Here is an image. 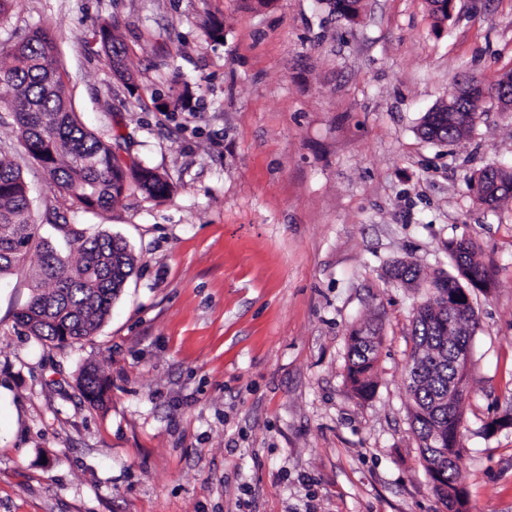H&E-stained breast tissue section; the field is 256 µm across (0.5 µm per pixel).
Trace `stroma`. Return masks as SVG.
<instances>
[{
    "label": "stroma",
    "mask_w": 512,
    "mask_h": 512,
    "mask_svg": "<svg viewBox=\"0 0 512 512\" xmlns=\"http://www.w3.org/2000/svg\"><path fill=\"white\" fill-rule=\"evenodd\" d=\"M115 23L129 93L94 30ZM221 34H213L212 24ZM53 33L81 123L125 136L172 187L88 211L63 198L0 113L42 235L122 237L132 276L100 329L56 348L17 325L28 270L0 278V512H443L411 425L405 372L426 289L386 271L453 272L476 245L459 483L469 512H512V199L473 185L512 164V111L486 98L471 135L422 139L457 79L512 72V0H14L0 55ZM188 84L183 108L174 82ZM376 325L373 398L347 381L348 336ZM106 395L89 405L87 364ZM448 256L457 272L456 275L440 272L431 281H425L421 276L420 266L408 260L394 262L387 273L391 279L400 282L406 288L431 289L432 285H439L441 288L438 289H443L449 298L461 291V288L467 291L470 288H488L489 272L478 260L472 241L466 238L449 240ZM78 386L83 397L92 405L103 402L105 388L96 365L85 367L80 374Z\"/></svg>",
    "instance_id": "obj_1"
}]
</instances>
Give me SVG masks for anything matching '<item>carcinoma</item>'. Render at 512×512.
<instances>
[{
	"instance_id": "obj_1",
	"label": "carcinoma",
	"mask_w": 512,
	"mask_h": 512,
	"mask_svg": "<svg viewBox=\"0 0 512 512\" xmlns=\"http://www.w3.org/2000/svg\"><path fill=\"white\" fill-rule=\"evenodd\" d=\"M108 64L130 92L138 90L125 72L126 49L114 35L112 24L95 31ZM62 82L57 47L49 29L32 30L5 59H0V85L14 89L8 103L20 142L60 194L89 210H106L118 205L130 188L149 197H163L170 186L150 167L135 161L121 164L119 139L106 141L87 130L79 121L67 92L48 87V71ZM428 112L419 126L422 138L456 143L472 131L477 115L468 110ZM487 177L485 203L494 204L512 195V168L483 171ZM68 243L79 254L77 263L50 240L38 234L31 218L21 169L0 157V277L34 255L33 295L18 316L19 323L45 344L60 346L92 335L104 322L114 299L134 269V258L123 239L101 234L87 237L71 229ZM448 256L456 270L441 272L426 281L414 261L394 262L388 276L406 288L438 285L448 295L461 289H483L489 285V272L478 260L475 245L466 238L448 241ZM477 326L474 308L449 316L448 312L427 307L415 312L411 364L406 369L407 391L414 402L412 425L420 441L424 462L438 467V484L433 491L445 508H451L449 491L458 486V465L448 437L455 429L459 410L448 411V380L455 378L454 350L457 343L473 336ZM380 339L376 332L355 328L348 337L347 379L361 399L371 398L376 389L375 365ZM78 386L92 405L103 402L105 388L99 368L90 365L80 374Z\"/></svg>"
}]
</instances>
